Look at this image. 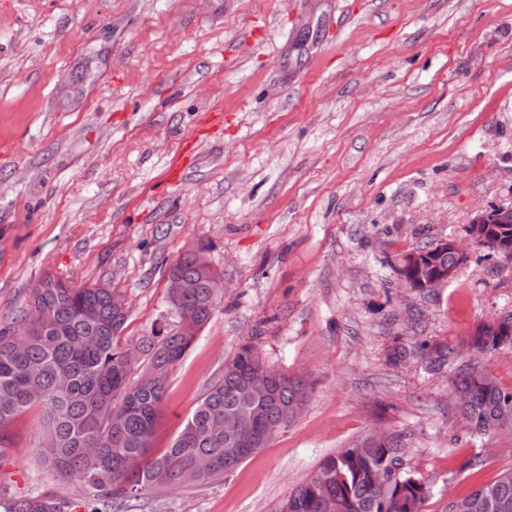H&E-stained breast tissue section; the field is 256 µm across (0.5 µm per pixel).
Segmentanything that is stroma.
<instances>
[{
  "mask_svg": "<svg viewBox=\"0 0 512 512\" xmlns=\"http://www.w3.org/2000/svg\"><path fill=\"white\" fill-rule=\"evenodd\" d=\"M219 110L222 126L204 124ZM192 138L196 161L170 175ZM510 206L512 0H0V324L51 274L118 289L124 340L150 333L168 266L201 241L224 301L171 374L154 452L248 336L313 385L224 481L132 512H280L375 427L404 434V468L430 488L423 512L511 470L512 434L464 431L453 380L469 363L512 386V346L467 348L512 315V263L473 248L424 291L394 271ZM422 340L452 361H389ZM7 435L1 497L85 500L43 467L38 409Z\"/></svg>",
  "mask_w": 512,
  "mask_h": 512,
  "instance_id": "stroma-1",
  "label": "stroma"
}]
</instances>
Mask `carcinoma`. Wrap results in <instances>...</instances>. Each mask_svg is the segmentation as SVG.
<instances>
[{
  "mask_svg": "<svg viewBox=\"0 0 512 512\" xmlns=\"http://www.w3.org/2000/svg\"><path fill=\"white\" fill-rule=\"evenodd\" d=\"M200 242L183 252L167 270L170 315L164 326L126 346L119 345L128 312L112 288H77L52 275L30 290L29 308L0 327V455L5 429L33 407L42 410V456L54 471L84 486L99 507L92 512H118L147 495L154 486L175 489L210 483L232 475L269 441L264 430L286 429L296 408L307 402L310 384L263 359L249 340L224 364L215 381L187 418L171 445L149 457L160 406L174 367L223 299L224 278L196 261ZM429 274L457 267L454 253L433 245L416 249ZM188 283V288H177ZM469 343L485 353L512 345V317L487 326ZM138 359L129 360L131 350ZM448 359L447 352L421 342L395 347L394 362L421 353ZM455 392L472 431L493 433L502 422L512 424V388L491 376L458 367ZM236 419L252 436L248 449L224 431ZM403 436L381 440L364 433L352 446L325 458L318 470L298 485L281 512H422L429 495L426 484L400 467ZM468 495L471 512H512V470ZM70 500L44 491L0 505L5 512H69Z\"/></svg>",
  "mask_w": 512,
  "mask_h": 512,
  "instance_id": "obj_1",
  "label": "carcinoma"
}]
</instances>
